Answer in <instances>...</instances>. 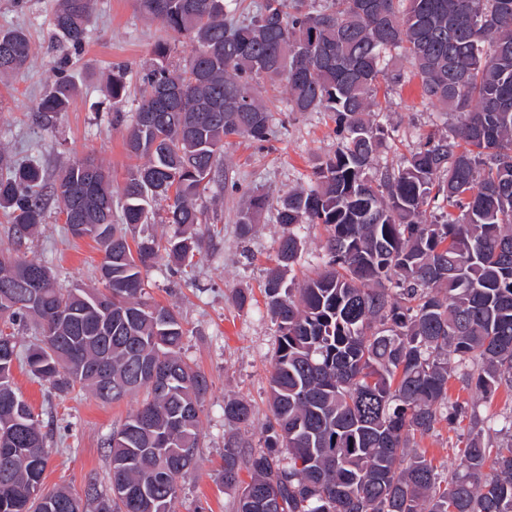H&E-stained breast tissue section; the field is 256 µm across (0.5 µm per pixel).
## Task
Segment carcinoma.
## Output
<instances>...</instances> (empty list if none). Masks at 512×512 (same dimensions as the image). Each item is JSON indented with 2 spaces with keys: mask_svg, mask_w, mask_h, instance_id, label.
<instances>
[{
  "mask_svg": "<svg viewBox=\"0 0 512 512\" xmlns=\"http://www.w3.org/2000/svg\"><path fill=\"white\" fill-rule=\"evenodd\" d=\"M143 15L196 43L183 64L168 42L142 80L125 140L131 167L120 190L96 163L75 161L49 183L35 162L14 165L0 148V209L21 247L56 196L65 230L103 253L100 286H62L51 268L0 254V318L38 329L26 351L34 378L61 395L87 390L104 402L146 398L112 432L108 490L89 483L96 512H172L179 480L195 462L207 377L182 356L186 329L172 308L146 298L144 272L159 261L192 266L202 238L130 246L128 229L167 202L164 223H200L198 201L223 179L224 140L262 144L272 135L268 87L290 112H330L338 142L317 181L276 208L287 228L264 284L279 330L270 372L272 420L263 446L224 438V487L233 512H512V444L492 449L476 405L452 401L454 371L489 397L512 388V0H265L246 22L245 0H136ZM96 0H59L56 35L74 49L89 38ZM30 38L0 30V80L24 69ZM399 56L410 71L394 73ZM418 79L421 97L452 116L410 157L379 162L388 129L373 119L380 81ZM112 102L130 94L112 73ZM75 84L59 77L40 99L50 121ZM266 196L238 213L246 237ZM327 232L325 270L297 288L286 273L299 258L295 229ZM18 342L0 330V494L15 512H83L65 488L44 486L47 433L17 391ZM169 373L163 389L148 370ZM243 398L224 419L249 425ZM469 420L457 469L438 481L416 438ZM285 448L280 457L276 449ZM248 470L250 482L240 479ZM125 488L113 493V485Z\"/></svg>",
  "mask_w": 512,
  "mask_h": 512,
  "instance_id": "cac0c4a2",
  "label": "carcinoma"
}]
</instances>
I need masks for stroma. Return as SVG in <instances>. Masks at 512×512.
I'll list each match as a JSON object with an SVG mask.
<instances>
[{
  "instance_id": "stroma-1",
  "label": "stroma",
  "mask_w": 512,
  "mask_h": 512,
  "mask_svg": "<svg viewBox=\"0 0 512 512\" xmlns=\"http://www.w3.org/2000/svg\"><path fill=\"white\" fill-rule=\"evenodd\" d=\"M57 0H0V29H27L32 54L27 68L0 81V146L13 160L34 161L47 178H54L65 165L76 160H94L108 169L113 184L123 182L133 160L124 139L130 126L135 100L142 93L139 75L151 59L154 45L167 33L158 21L140 15L135 0H97L88 42L78 50L56 39L50 25ZM128 71L131 98L113 106L107 93L114 68ZM72 77L76 95L68 111L52 124H45L34 110L54 81ZM387 108L377 120L393 134L379 153L381 162L396 164L409 156L423 135L442 123L437 108L424 103L417 82L388 88ZM273 135L258 145L244 137L224 145L227 184L209 187L200 205L201 224L193 231L210 235L194 258L192 285L170 275L164 264L147 272V291L152 299L177 310L187 330L183 356L209 380L201 412L200 447L191 474L180 483L173 512H231L235 493L218 477L224 464V438L242 433L253 445L263 444L269 417L270 362L278 344V328L263 298L266 270L273 263L283 228L275 221L278 198L288 190L310 185L318 162L336 147V125L325 112H292L281 90L268 93ZM263 194L267 205L247 239L237 235V213L248 196ZM57 213L49 203L47 220L39 234L27 241L20 255L46 263L64 286L91 285L101 261L90 239L67 237ZM303 251L294 265L295 278L321 268L325 261V233L305 224L297 230ZM252 302L238 307L237 293ZM14 382L23 398L38 414L48 433L47 487L65 486L77 497H85L89 483L108 486L110 457L105 445L112 431L140 405L141 395L104 403L86 392L55 396L50 384L33 379L22 363H15ZM452 398L475 403L480 415L498 419L512 413V390L499 388L485 398L450 379ZM244 398L254 406L247 427L224 418V401ZM469 435L468 425L451 430L438 426L423 437L420 448L440 477L456 469Z\"/></svg>"
}]
</instances>
